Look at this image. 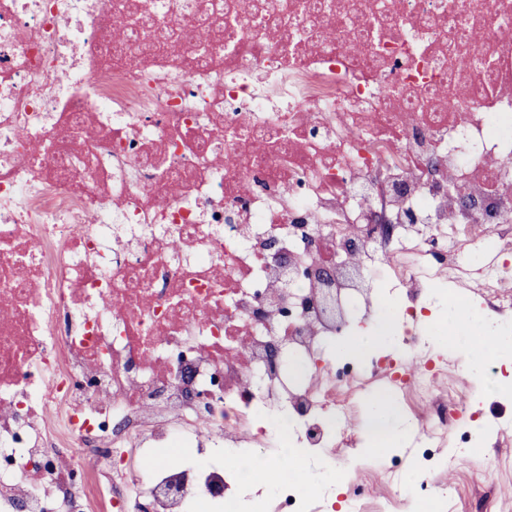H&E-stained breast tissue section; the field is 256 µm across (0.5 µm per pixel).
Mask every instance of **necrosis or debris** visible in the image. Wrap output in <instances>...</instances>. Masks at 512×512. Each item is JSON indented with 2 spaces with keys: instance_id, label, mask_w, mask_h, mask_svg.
I'll return each mask as SVG.
<instances>
[{
  "instance_id": "1",
  "label": "necrosis or debris",
  "mask_w": 512,
  "mask_h": 512,
  "mask_svg": "<svg viewBox=\"0 0 512 512\" xmlns=\"http://www.w3.org/2000/svg\"><path fill=\"white\" fill-rule=\"evenodd\" d=\"M196 3L0 0V512L231 502L253 485L249 443L268 465L284 442L304 465L360 447L351 416L377 389L406 404L408 452L353 482L345 512H372L380 481L400 499L409 458L425 512L464 505L437 479L468 454L458 421L474 415L447 355L413 333L373 366L318 365L382 304L322 268L382 265L411 319L443 275L455 307L476 298L512 319L497 260L512 252L502 0H271L207 27ZM459 7L462 35L448 31ZM146 11L200 29L206 52L175 38L113 55V17L131 28ZM317 17L345 40L281 38ZM328 292L340 319L322 313ZM297 357L312 385L289 376ZM213 436L230 464L210 462ZM35 463L51 478L38 490L17 477ZM264 489L266 512H319L313 493Z\"/></svg>"
}]
</instances>
